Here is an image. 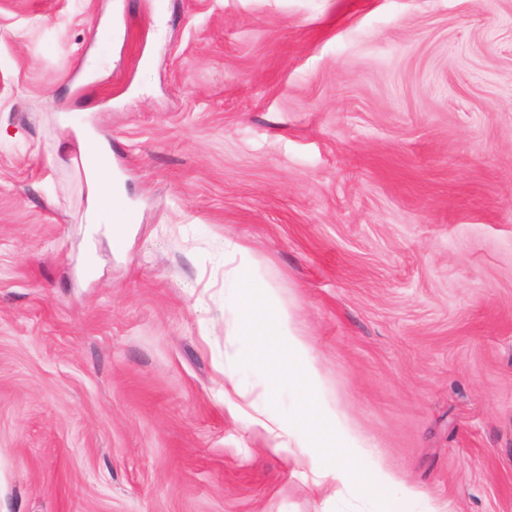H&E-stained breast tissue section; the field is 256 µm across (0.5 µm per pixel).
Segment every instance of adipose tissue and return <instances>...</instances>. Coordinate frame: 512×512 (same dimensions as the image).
Segmentation results:
<instances>
[{
  "instance_id": "ef3b65f1",
  "label": "adipose tissue",
  "mask_w": 512,
  "mask_h": 512,
  "mask_svg": "<svg viewBox=\"0 0 512 512\" xmlns=\"http://www.w3.org/2000/svg\"><path fill=\"white\" fill-rule=\"evenodd\" d=\"M75 134L83 155L91 161L86 170L88 183L85 221L110 227L112 243L125 244L123 224V193L112 172V153L103 147L93 131L84 127ZM224 261L231 264L232 275L224 282V304L234 315L233 335L245 337L251 354L271 390L288 386L295 394L293 413L283 419L264 411L252 412L245 403V393L238 383L224 390V404L232 415L245 417L250 427L267 439L269 447L282 449L303 426L315 438L316 445L342 460L332 483L323 485V492L337 486H351L361 492L376 491L379 499L391 505L414 500L413 487L396 474H370L366 470L346 467V460L357 457L363 445L352 432L345 417L329 411L322 400L318 371L307 357V344L293 321L289 307L281 303L275 288L267 283L252 288L248 249L235 241H225Z\"/></svg>"
}]
</instances>
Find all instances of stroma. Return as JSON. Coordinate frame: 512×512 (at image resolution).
<instances>
[{"instance_id":"stroma-1","label":"stroma","mask_w":512,"mask_h":512,"mask_svg":"<svg viewBox=\"0 0 512 512\" xmlns=\"http://www.w3.org/2000/svg\"><path fill=\"white\" fill-rule=\"evenodd\" d=\"M83 126L122 256L85 222ZM228 239L361 464L512 512V0H0V512L358 505L224 405L228 374L292 405L229 333ZM75 134L83 147V156L92 161L85 169L88 183L86 224H112V244L123 247L125 244V224L123 221V193L120 182L112 172V152L103 147L93 129H75Z\"/></svg>"}]
</instances>
